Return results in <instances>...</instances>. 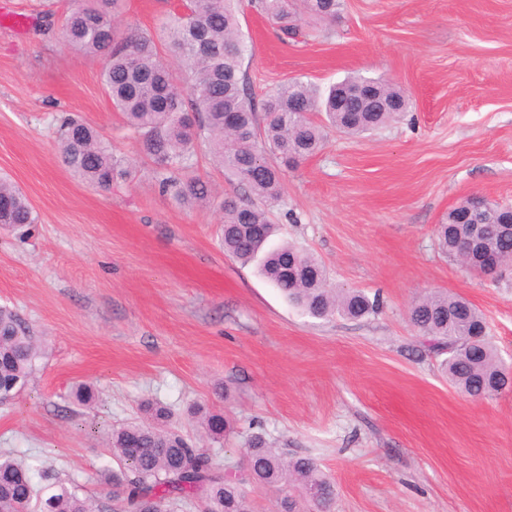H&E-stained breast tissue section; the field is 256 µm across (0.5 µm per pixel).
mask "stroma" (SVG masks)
<instances>
[{
  "label": "stroma",
  "mask_w": 512,
  "mask_h": 512,
  "mask_svg": "<svg viewBox=\"0 0 512 512\" xmlns=\"http://www.w3.org/2000/svg\"><path fill=\"white\" fill-rule=\"evenodd\" d=\"M71 5L0 0V175L37 217L0 228V307L30 326L39 352L27 386L0 404V454L97 500L113 427L150 400L195 441L197 402L233 427L210 447L225 465L244 466L247 440L263 434L318 463L332 512H512V391L458 393L408 320L429 292L459 294L512 369V270L470 276L436 237L470 195L512 205V0H345L332 21L297 13L288 33L242 16L255 98L292 78L325 87L349 76L410 98L374 132L326 128L323 149L282 172L273 244L313 254L333 287L380 295L378 314L326 320L225 254L217 210L160 193L101 84L104 58L36 28ZM173 10L124 0L117 26L152 33ZM65 113L138 161L135 179L106 190L73 176L56 142ZM79 383L97 391L90 408L72 401Z\"/></svg>",
  "instance_id": "obj_1"
}]
</instances>
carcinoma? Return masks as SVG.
<instances>
[{
    "label": "carcinoma",
    "instance_id": "cac0c4a2",
    "mask_svg": "<svg viewBox=\"0 0 512 512\" xmlns=\"http://www.w3.org/2000/svg\"><path fill=\"white\" fill-rule=\"evenodd\" d=\"M302 5L311 17L323 20L336 17L343 0H302ZM121 6L122 0H95L74 8L63 15L59 34L70 49L106 58L102 84L112 107L137 135L140 156L153 166L160 192L187 207L217 204L224 253L255 264L260 275L303 313L318 319L377 313L378 296L327 287L326 271L313 255L288 242L266 248L277 231L269 205L282 197V168L323 148L324 124L349 135L377 130L399 115L396 105L406 102L405 92L377 81L383 108L371 112L367 101L341 98L346 83L358 81L356 77L324 89L294 78L257 102L243 71L248 45L238 14L248 6L286 30L290 0H191L189 12L169 15L157 34L120 31L116 16ZM58 129L60 156L75 177L103 189L135 178L136 162L116 156L94 127L63 115ZM201 147L228 181L244 186V197L227 193L217 201L207 182L188 174ZM490 206L482 246L496 255L498 267L512 266L508 211L496 201ZM36 220L28 199L1 177L0 226L23 227ZM250 225L262 233L247 235ZM438 238L442 250L466 271L482 267L452 220L439 225ZM409 322L419 336L448 354L442 368L465 395L491 397L512 382L487 336L483 314L464 298L447 292L423 297L411 306ZM36 358L29 328L12 310L0 307V390L20 391ZM72 396L77 405L89 407L97 394L92 386L79 383ZM144 412L148 421L112 429L108 445L118 467L99 474L105 499L120 512H174L195 505L201 512H252L249 485L281 494L280 512H300L288 496L290 486L314 491V512H331L334 485L314 459L289 458L256 433L248 441L244 471L234 476L208 450L166 427V407L148 402ZM191 413L209 439H224L229 426L223 415L204 405L191 408ZM23 509L104 512L102 504L80 495L75 486L58 483L49 471L36 472L0 455V512Z\"/></svg>",
    "mask_w": 512,
    "mask_h": 512
}]
</instances>
